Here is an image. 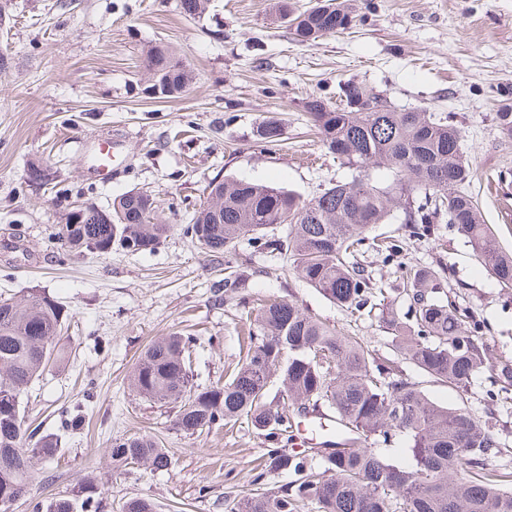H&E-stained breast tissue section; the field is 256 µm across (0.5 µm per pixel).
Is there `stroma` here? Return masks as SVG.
<instances>
[{"instance_id": "obj_1", "label": "stroma", "mask_w": 512, "mask_h": 512, "mask_svg": "<svg viewBox=\"0 0 512 512\" xmlns=\"http://www.w3.org/2000/svg\"><path fill=\"white\" fill-rule=\"evenodd\" d=\"M0 22V295L39 289L66 304L62 330L68 357L29 390L27 423L58 434L63 454L41 470L31 494L72 489L87 472L103 484L100 512H119L133 497L158 512H224V500L250 493L256 474L267 487L288 480L264 470L269 442L247 423L195 435L176 430L173 406L131 394L128 376L147 345L174 332L196 337L191 355L197 384L224 383L244 354L246 310L238 299L214 304L223 278L184 232L211 182L232 176L315 196L349 172L328 153L301 110L303 99L339 102L355 79L383 91L396 109L451 112L473 166L471 192L499 248L512 251V198L501 171L512 170V143L501 144L492 117L498 93L512 88V0H364L353 29L310 43L270 20L272 0H208L201 17H185L178 0H8ZM170 47L197 79L178 98L149 94L143 51ZM284 124L280 145L260 143L266 118ZM118 156L108 181L90 167L99 140ZM49 178L26 182L31 163ZM153 194L156 220L171 225L154 251L70 256L53 240L79 203L107 205L131 190ZM237 272L256 298L282 297L350 336L373 355L392 356L376 314L361 318L330 303L302 279L284 276L283 262L252 253ZM449 263L448 290L488 344L486 368L467 392L435 383L409 361L400 366L436 404L465 407L498 437L504 454L491 468L512 476V393L490 399L492 381L512 390V289L501 288L464 239L440 233L396 259L364 258L400 310L397 266ZM81 406L84 429L63 430V411ZM149 433L169 448L172 465L113 468V438ZM208 486L207 497L198 489Z\"/></svg>"}]
</instances>
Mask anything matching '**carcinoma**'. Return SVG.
Wrapping results in <instances>:
<instances>
[{"label":"carcinoma","instance_id":"obj_1","mask_svg":"<svg viewBox=\"0 0 512 512\" xmlns=\"http://www.w3.org/2000/svg\"><path fill=\"white\" fill-rule=\"evenodd\" d=\"M274 14L298 42L313 41L353 28L357 14L351 0H320L295 11L276 0ZM144 66L157 76L160 94L176 98L193 76L170 48L150 47ZM344 102L331 107L312 95L302 110L329 153L352 171L348 180L323 188L309 200L268 184L226 178L219 208L203 205L187 232L216 266L240 258L239 243L248 238L256 250L286 260L285 272L301 278L350 315L378 310L394 354L433 381L464 390L489 360L476 324L464 319L445 293L448 266L443 260L426 269L402 271V293L411 311L402 315L384 296L361 257L368 251L394 255L404 241L370 235L376 224L405 225L416 240L446 224L468 239L476 260L498 284L512 288V252L497 246L481 219L478 201L466 189L471 168L462 149V131L451 115L396 110L380 92L360 81L341 88ZM495 112L499 139L512 142V94L500 92ZM280 121H266L259 140L276 143ZM391 171L385 185L371 169ZM83 219L59 225L57 238L68 251H152L170 234L169 224L152 222L153 196L142 190L122 194L103 207L86 202ZM101 212L112 223L98 220ZM285 227L282 235L279 227ZM242 278L231 273L214 282L213 297L245 298ZM69 319L65 304L33 289L19 298H0V493L28 496L38 466L60 452L58 439L25 429L24 397L32 382L62 360L61 332ZM248 347L241 363L222 385L193 382L191 351L197 338L174 332L149 344L128 378L141 398L177 408L174 425L186 435L233 427L241 420L272 444L265 467L287 471L293 479L267 488L263 473L247 497L224 499L225 512H512V490L488 468L500 452L496 436L460 406H440L403 376L393 358H375L363 339L337 329L284 298L262 301L246 314ZM277 386L270 393L271 386ZM324 406L353 432L351 443L336 441L318 450L322 472L313 471L305 452H288V429L295 408ZM408 457L397 464L385 452L395 439ZM116 467L146 464L156 470L171 465L168 451L149 434L112 439L108 448ZM478 470L461 475L462 463ZM102 487L87 479L48 500L33 512H97ZM121 512H157L145 497H133Z\"/></svg>","mask_w":512,"mask_h":512}]
</instances>
